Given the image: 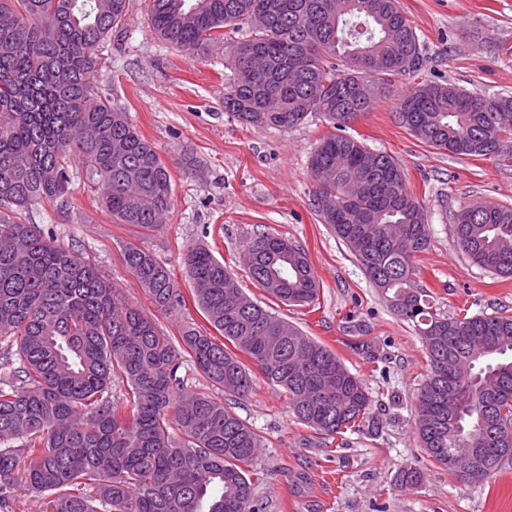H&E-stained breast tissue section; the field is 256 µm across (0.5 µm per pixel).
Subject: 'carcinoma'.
<instances>
[{
    "label": "carcinoma",
    "mask_w": 512,
    "mask_h": 512,
    "mask_svg": "<svg viewBox=\"0 0 512 512\" xmlns=\"http://www.w3.org/2000/svg\"><path fill=\"white\" fill-rule=\"evenodd\" d=\"M130 0H0V512L18 490L43 512H262L252 479L262 436L228 402L256 374L288 396L313 438L377 430L373 397L331 348L275 305L315 308L320 284L303 246L257 234L243 244L247 294L206 246L182 253L189 294L153 252L127 242L123 264L157 310L193 302L206 325L162 336L97 270L29 222L35 204L71 213L74 167L114 224L156 231L173 205L169 169L127 113L93 81L99 46ZM151 31L193 53L226 45L224 111L246 125L291 129L319 114L333 131L310 160L313 197L392 313L427 357L414 428L427 458L476 448L483 485L512 463V315H445L421 279L430 227L403 167L346 133L386 95L392 77L423 65L416 28L398 0H151ZM396 122L430 147L512 163V95L443 81L401 95ZM457 248L483 271L512 278V204L465 203ZM222 337L215 341L208 329ZM188 355L211 385L188 389ZM423 478L402 469L398 486Z\"/></svg>",
    "instance_id": "cac0c4a2"
}]
</instances>
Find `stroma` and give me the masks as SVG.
<instances>
[{
  "mask_svg": "<svg viewBox=\"0 0 512 512\" xmlns=\"http://www.w3.org/2000/svg\"><path fill=\"white\" fill-rule=\"evenodd\" d=\"M149 0H131L121 31L102 44L110 68L99 71L100 92L126 112L171 172L173 207L162 227L139 237L112 223L84 178H75L71 200L82 223L36 206L33 223L50 228L58 242L76 245L121 299L151 318L163 336L176 333L177 317L160 313L122 263L120 244L136 241L164 261L188 289L182 253L207 244L242 288L253 283L241 256L245 239L271 231L301 244L320 280L319 308L279 306V313L331 347L375 399L378 433H349L329 449L288 411L285 392L256 379L251 393L233 401L234 412L267 440L259 463L268 472L259 493L266 512H512V465L495 480L475 486L452 480L426 460L413 430L414 397L426 373L421 341L392 314L346 246L316 212L308 158L328 130L321 116L282 130L240 124L224 110L229 52L214 46L188 54L157 39L147 24ZM420 37L423 80H449L486 95L512 94V0H400ZM409 77H395L386 98L351 123L349 132L393 156L409 186L425 203L431 247L420 254L423 279L442 311L512 314V280L492 277L455 246L452 215L464 202L512 204V167L469 160L417 140L394 119ZM193 152L198 166L184 175L179 161ZM423 472L412 490L397 486L401 468Z\"/></svg>",
  "mask_w": 512,
  "mask_h": 512,
  "instance_id": "1",
  "label": "stroma"
}]
</instances>
